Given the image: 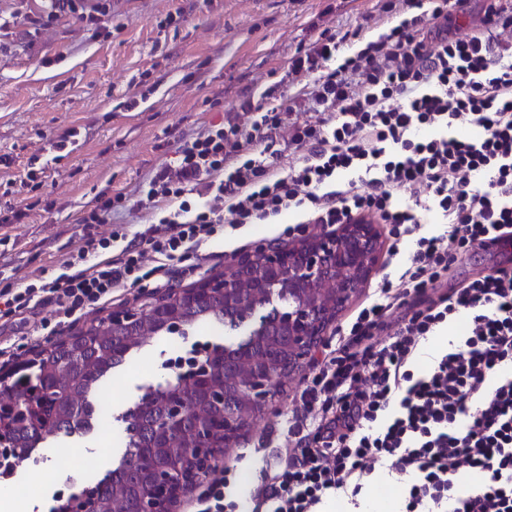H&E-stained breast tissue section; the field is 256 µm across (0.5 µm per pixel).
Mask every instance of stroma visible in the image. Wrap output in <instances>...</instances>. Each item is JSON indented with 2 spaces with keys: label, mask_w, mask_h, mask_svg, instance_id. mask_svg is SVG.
<instances>
[{
  "label": "stroma",
  "mask_w": 512,
  "mask_h": 512,
  "mask_svg": "<svg viewBox=\"0 0 512 512\" xmlns=\"http://www.w3.org/2000/svg\"><path fill=\"white\" fill-rule=\"evenodd\" d=\"M107 21L77 13L59 15L48 28L35 24L47 0H0V213L21 212L0 223V289L53 281L87 235L117 227L135 233L156 222L167 207L147 198L149 183L177 148L211 122L223 120L256 87L277 86L295 96L306 79L288 72L290 58L323 30L343 37V51L362 47L360 34L382 32L385 0H105ZM123 195L111 224H86L83 216L99 201ZM295 214L273 224L225 226L205 261L187 258L169 283L149 280L122 288L112 303L89 308L87 319L138 307L172 289L196 285L228 270L237 257L258 245L291 243ZM512 262V250L496 246L470 251L452 264L436 293L463 287L493 266ZM388 255L359 294L327 330L322 348L337 345L342 326L353 318L383 277L395 274ZM49 309L27 323L0 325V367H10L34 347L33 335ZM218 330L203 325L185 336H165L131 355L127 365L105 380L98 399L112 406L110 426L56 446L22 462L9 484L29 497L31 512L45 498L65 490L74 475L75 452L106 471L122 453L121 416L145 386L171 379L163 365L178 349ZM309 369L287 379L264 418L227 457L217 459L212 476L224 477L227 499L251 512V495L264 472L274 470L286 445V416Z\"/></svg>",
  "instance_id": "obj_1"
}]
</instances>
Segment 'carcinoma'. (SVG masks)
<instances>
[{
    "instance_id": "obj_1",
    "label": "carcinoma",
    "mask_w": 512,
    "mask_h": 512,
    "mask_svg": "<svg viewBox=\"0 0 512 512\" xmlns=\"http://www.w3.org/2000/svg\"><path fill=\"white\" fill-rule=\"evenodd\" d=\"M269 318L260 303L229 308L224 296L192 287L171 291L155 299L142 311L144 323L124 333L112 330V317L95 319L69 335L30 351L0 374V471L12 472L15 461L33 448L61 438L82 436L85 420L97 408L95 395L112 372L124 366L130 353L150 344L158 336H182L197 324L209 322L226 331L256 336L250 318ZM227 361L239 359L224 354V345L205 340L167 360L177 368L164 385L147 386L138 401L123 415L126 424L125 451L119 463L98 480H72L76 492L59 498L51 512H71L72 505L86 501L93 512H138L140 503L156 493L155 472L159 467L191 474L193 449L209 438L224 448V409L216 407L208 393L224 391ZM183 389L185 412L211 423L205 434L167 423L166 390Z\"/></svg>"
}]
</instances>
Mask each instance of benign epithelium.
I'll list each match as a JSON object with an SVG mask.
<instances>
[{"instance_id":"obj_1","label":"benign epithelium","mask_w":512,"mask_h":512,"mask_svg":"<svg viewBox=\"0 0 512 512\" xmlns=\"http://www.w3.org/2000/svg\"><path fill=\"white\" fill-rule=\"evenodd\" d=\"M380 259V242L375 225L368 222L340 224L336 229L309 234L291 246L267 245L239 261L242 267L260 264L261 271L248 277L231 273L221 280L206 279L203 288L224 291L231 303L242 305L245 299L263 294L266 311L276 317L279 329L288 336L289 363L298 367L311 361L314 350L328 325L331 314L340 311L371 277ZM288 289L292 302L282 311L277 302L281 289ZM245 393L261 413L270 397L268 375L264 369L245 360ZM240 430L238 417L224 412V446H231ZM213 448L195 450L196 467L192 478H200L215 456ZM163 489H173L164 502L145 504L140 512H167L185 488L182 475L166 474Z\"/></svg>"}]
</instances>
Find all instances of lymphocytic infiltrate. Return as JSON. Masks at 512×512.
Here are the masks:
<instances>
[{
	"label": "lymphocytic infiltrate",
	"instance_id": "f902f5d3",
	"mask_svg": "<svg viewBox=\"0 0 512 512\" xmlns=\"http://www.w3.org/2000/svg\"><path fill=\"white\" fill-rule=\"evenodd\" d=\"M467 2L388 0L395 18L345 57L335 35H320L289 65L313 83L276 105L261 90L156 170L148 196L171 204L157 223L88 237L52 282L1 289L0 319L47 305L40 328L53 336L114 289L208 259L225 225L287 210L306 224L374 215L390 225L402 271L347 324L354 345L302 381L254 512H320L328 498L358 497L380 465L409 476L405 512H512V266L427 296L470 248L512 245V0H481L479 25L463 35L453 13ZM297 111L307 120H292ZM430 214L439 230L419 234ZM109 248L111 260L90 263ZM410 301L412 315L386 332ZM461 312L462 334L417 370L428 336ZM466 472L479 489L463 485Z\"/></svg>",
	"mask_w": 512,
	"mask_h": 512
}]
</instances>
